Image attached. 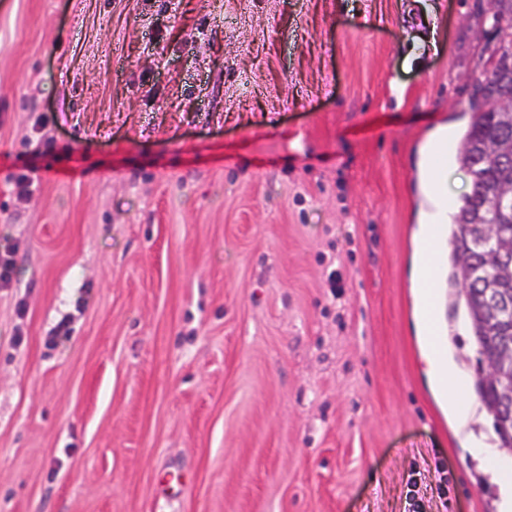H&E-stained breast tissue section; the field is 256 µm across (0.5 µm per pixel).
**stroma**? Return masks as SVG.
<instances>
[{"instance_id": "35a3bbf8", "label": "stroma", "mask_w": 512, "mask_h": 512, "mask_svg": "<svg viewBox=\"0 0 512 512\" xmlns=\"http://www.w3.org/2000/svg\"><path fill=\"white\" fill-rule=\"evenodd\" d=\"M493 31L490 0H0V512H499L449 225L467 422L411 277L420 150L447 126L456 209ZM428 359L430 363L433 365V368H438L435 374V379L437 380V382L442 383V372L445 370V365L447 367V360L442 354L429 356ZM446 373L448 374V406L452 408L456 413L460 415H465L468 411V404L464 398H461L460 396H457L450 391L449 382L453 379L449 373L448 367Z\"/></svg>"}]
</instances>
